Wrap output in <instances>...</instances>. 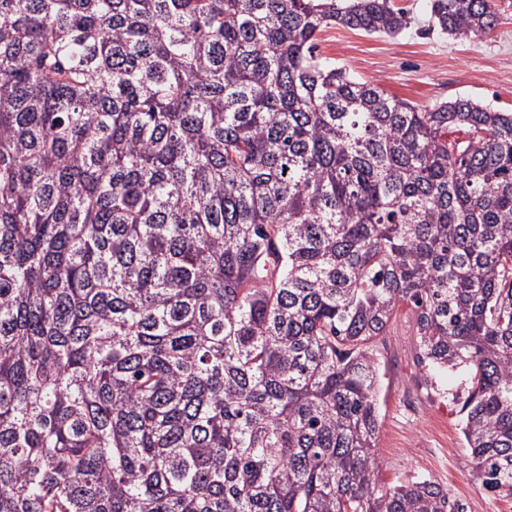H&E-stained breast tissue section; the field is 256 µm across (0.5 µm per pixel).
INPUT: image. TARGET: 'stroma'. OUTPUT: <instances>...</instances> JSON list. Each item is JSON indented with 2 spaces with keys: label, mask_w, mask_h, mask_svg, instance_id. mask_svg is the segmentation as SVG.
<instances>
[{
  "label": "stroma",
  "mask_w": 512,
  "mask_h": 512,
  "mask_svg": "<svg viewBox=\"0 0 512 512\" xmlns=\"http://www.w3.org/2000/svg\"><path fill=\"white\" fill-rule=\"evenodd\" d=\"M410 25L396 36L341 26L319 36V52L355 77L420 107L459 96L512 112V0H500L502 19L487 36L463 41L427 28V0H397ZM414 315L401 308L376 345L378 486L425 478L447 488L468 512H512V498L481 489L468 464L461 433L460 379L422 367L416 359Z\"/></svg>",
  "instance_id": "35a3bbf8"
}]
</instances>
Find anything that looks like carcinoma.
Masks as SVG:
<instances>
[{"label": "carcinoma", "mask_w": 512, "mask_h": 512, "mask_svg": "<svg viewBox=\"0 0 512 512\" xmlns=\"http://www.w3.org/2000/svg\"><path fill=\"white\" fill-rule=\"evenodd\" d=\"M456 39L495 0H429ZM393 0H0V512H468L379 489L373 340L512 497V112L316 53Z\"/></svg>", "instance_id": "obj_1"}]
</instances>
